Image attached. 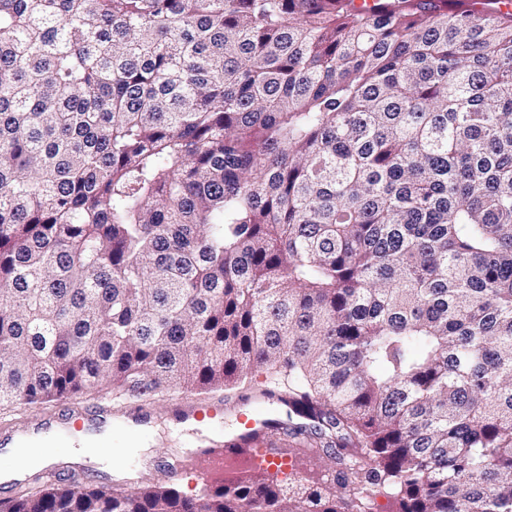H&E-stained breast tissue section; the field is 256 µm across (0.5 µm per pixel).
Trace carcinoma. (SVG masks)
<instances>
[{"mask_svg": "<svg viewBox=\"0 0 512 512\" xmlns=\"http://www.w3.org/2000/svg\"><path fill=\"white\" fill-rule=\"evenodd\" d=\"M259 377L337 479L0 512H512V9L0 0V404Z\"/></svg>", "mask_w": 512, "mask_h": 512, "instance_id": "carcinoma-1", "label": "carcinoma"}]
</instances>
